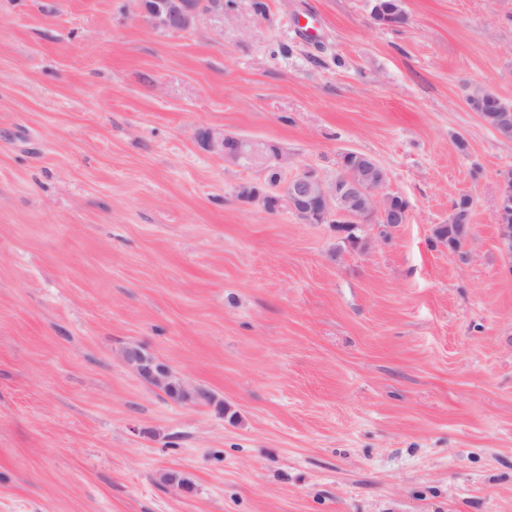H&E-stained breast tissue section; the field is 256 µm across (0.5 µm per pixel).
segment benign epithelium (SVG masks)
Masks as SVG:
<instances>
[{
  "instance_id": "obj_1",
  "label": "benign epithelium",
  "mask_w": 512,
  "mask_h": 512,
  "mask_svg": "<svg viewBox=\"0 0 512 512\" xmlns=\"http://www.w3.org/2000/svg\"><path fill=\"white\" fill-rule=\"evenodd\" d=\"M140 8L143 16L161 30L185 31L199 18L196 0H140ZM206 143L229 158H237L245 152V144H231L211 133L207 135ZM336 170L338 173L326 180L315 169L305 167L276 191L268 193V200L276 206L280 199H285L289 208L306 224L321 223L325 218L333 219L337 224H355L366 209L372 217L388 218L392 196L382 193L387 176L366 178L351 168L343 170L339 165ZM498 181L496 233L500 247L505 250L512 245V224L502 220L503 214L512 208V169L503 170ZM124 360L130 365L138 363L139 372L150 377L157 388H172L180 400L200 402L199 387L175 377L167 367H156L137 358L135 349H128Z\"/></svg>"
}]
</instances>
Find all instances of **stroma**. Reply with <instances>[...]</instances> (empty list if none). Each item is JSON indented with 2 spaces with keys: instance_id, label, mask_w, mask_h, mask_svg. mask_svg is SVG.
<instances>
[{
  "instance_id": "1",
  "label": "stroma",
  "mask_w": 512,
  "mask_h": 512,
  "mask_svg": "<svg viewBox=\"0 0 512 512\" xmlns=\"http://www.w3.org/2000/svg\"><path fill=\"white\" fill-rule=\"evenodd\" d=\"M256 1L181 32L0 0V512H512V139L469 104L512 102V0ZM267 143L287 178L370 155L407 223L349 246L243 200ZM499 191L496 206V233L500 247L504 250L512 244V169L499 174ZM511 210L510 224L502 220L503 214ZM452 219L460 223L461 228L458 224L451 223L449 220L446 224H438L433 229L432 244L437 246L442 244L448 247L453 253H461L464 245L465 233L467 234V241L470 237L471 223L468 220V215L463 212H459L455 209H451ZM462 230L465 232L463 233ZM124 360L129 365H132L133 361H136L140 365L139 372L144 374H140V376L148 383H150V380L146 376L150 377L156 384L155 387L159 389H174L177 394H179L180 398L178 400L194 403L200 402L201 393L199 387L190 385L183 379L176 378L167 366L154 367L153 363L138 359L137 352L134 348H130L125 352Z\"/></svg>"
}]
</instances>
